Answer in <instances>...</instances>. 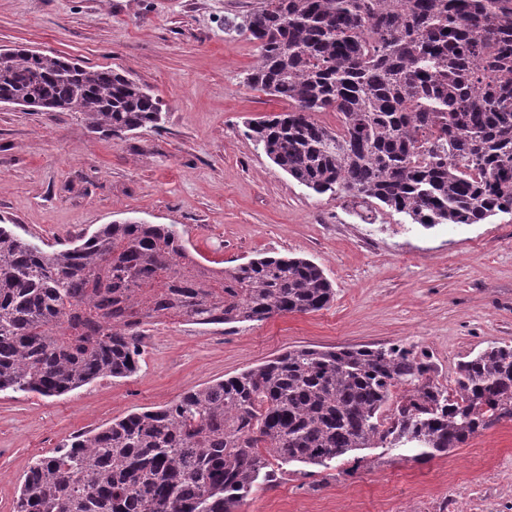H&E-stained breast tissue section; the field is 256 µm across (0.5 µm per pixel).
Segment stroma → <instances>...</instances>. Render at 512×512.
Returning a JSON list of instances; mask_svg holds the SVG:
<instances>
[{
	"mask_svg": "<svg viewBox=\"0 0 512 512\" xmlns=\"http://www.w3.org/2000/svg\"><path fill=\"white\" fill-rule=\"evenodd\" d=\"M260 0H0V49L21 46L116 70L158 95L159 127L121 140L75 112L0 104V221L55 250L101 225L168 224L200 264L302 257L334 289L324 309L233 327L149 324L135 373L58 397L0 393V512H14L29 466L71 436L236 375L287 350L401 343L427 351L450 386L459 362L512 344V214L425 228L384 210L365 223L317 195L246 137L287 111L248 87L256 60L225 19ZM329 466L276 465L239 512H512V422L429 461L364 451Z\"/></svg>",
	"mask_w": 512,
	"mask_h": 512,
	"instance_id": "stroma-1",
	"label": "stroma"
}]
</instances>
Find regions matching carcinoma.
I'll return each instance as SVG.
<instances>
[{"label":"carcinoma","instance_id":"cac0c4a2","mask_svg":"<svg viewBox=\"0 0 512 512\" xmlns=\"http://www.w3.org/2000/svg\"><path fill=\"white\" fill-rule=\"evenodd\" d=\"M224 29L256 42L247 86L291 105L247 135L302 186L427 228L512 211V0H261ZM33 98L111 136L155 127L163 111L118 72L20 48L0 63V101ZM332 298L308 259L216 272L167 224H104L52 252L0 225V392L51 397L126 377L160 318L261 322ZM436 373L401 344L293 348L74 435L30 466L16 512H235L272 482L273 459L324 466L416 448L431 460L512 421V345L466 356L451 389Z\"/></svg>","mask_w":512,"mask_h":512}]
</instances>
